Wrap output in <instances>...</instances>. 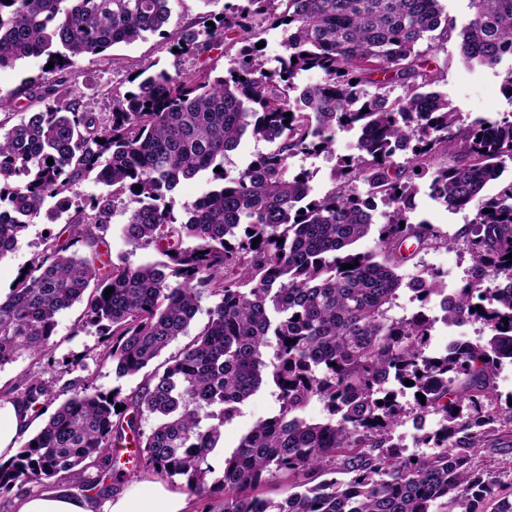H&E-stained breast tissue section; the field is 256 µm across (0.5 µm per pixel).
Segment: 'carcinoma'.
<instances>
[{"instance_id": "cac0c4a2", "label": "carcinoma", "mask_w": 512, "mask_h": 512, "mask_svg": "<svg viewBox=\"0 0 512 512\" xmlns=\"http://www.w3.org/2000/svg\"><path fill=\"white\" fill-rule=\"evenodd\" d=\"M170 3L0 0V68L44 55L57 75L30 82L43 110L8 129L0 123V215H9L0 219V259L30 225L65 219L0 297V366L25 353L52 357L58 316L82 304L83 325L101 337L99 360L120 378L142 376L127 398L88 378L76 385L0 464V490L55 477L80 492L119 484L131 471L113 449L132 447L137 472L181 476L194 495L220 486L222 512H480L497 479L475 456L494 447L493 436L512 435V395L496 386L512 363V178H502L512 166V114L462 123L435 89L434 62L455 32L465 65L512 62V0H468L458 21L440 0L226 3L214 25L178 45L197 59L224 46L222 75L161 70L114 95L107 117L74 95L78 59L161 31ZM272 26L284 52L270 69L257 43ZM310 71L320 81L302 83ZM394 86L402 94L393 98ZM354 128L356 153H336L337 133ZM250 138L274 148L235 178L215 171ZM321 154L333 164L318 194L312 174L289 160ZM204 172L210 188L176 217L166 193ZM90 178L110 191L75 197ZM422 184L451 210L496 190L448 238L410 222ZM123 197L124 242L160 259L106 258L104 233ZM371 234L375 249L353 248ZM440 247L472 261L466 282L440 301L443 321H477L485 332L444 353L430 351L423 312L389 315L404 287L423 306L444 294L432 269L408 282L397 272ZM205 295L214 299L205 325L150 368L188 333ZM265 380L278 391V414L253 425L210 479L202 464L224 424ZM19 389L27 409L56 398L36 374ZM314 397L327 419L300 416ZM430 414L437 426L417 431L409 450L396 428Z\"/></svg>"}]
</instances>
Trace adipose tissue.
Here are the masks:
<instances>
[{
    "label": "adipose tissue",
    "instance_id": "obj_1",
    "mask_svg": "<svg viewBox=\"0 0 512 512\" xmlns=\"http://www.w3.org/2000/svg\"><path fill=\"white\" fill-rule=\"evenodd\" d=\"M29 413L13 398L0 397V462L12 459L28 434ZM187 493L159 481H138L98 502L63 491L26 493L16 500L15 512H192Z\"/></svg>",
    "mask_w": 512,
    "mask_h": 512
}]
</instances>
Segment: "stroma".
Wrapping results in <instances>:
<instances>
[{
  "label": "stroma",
  "mask_w": 512,
  "mask_h": 512,
  "mask_svg": "<svg viewBox=\"0 0 512 512\" xmlns=\"http://www.w3.org/2000/svg\"><path fill=\"white\" fill-rule=\"evenodd\" d=\"M224 3L225 0H173L172 15L162 34L151 35L129 45H114L103 56L87 55L80 58L75 67L77 94L90 103L95 111L108 113L112 110L113 95L130 89L131 76L160 68L172 74L193 72L195 65L191 58L177 54L175 48L187 31L198 30L201 16L221 13ZM43 66V58L30 57L12 67L0 69V98L12 103L11 109L0 111V122L10 126L40 109V102L31 98L26 88L31 80L42 77ZM438 66L443 73L440 88L457 106L464 121L477 117L499 119L512 113V98L504 91V68L473 70L466 67L460 61L458 41L454 38L448 41L445 53L439 55ZM415 203L412 222L427 221L443 234L451 236L470 222L481 201L476 198L464 208L451 210L423 191L416 197ZM60 229V224L45 221L30 225L19 238L15 250L0 260L1 295L8 293L18 272L40 251L45 233L55 234ZM425 266L439 270L449 286L457 288L467 279L471 260L466 254L442 248L406 263L400 273L408 280ZM82 313L83 307L79 304L63 313L51 338L55 345V359L71 360V371L63 373L48 367L46 361L21 356L0 366V395L10 393L31 372L40 373L44 379L52 381L57 398L61 401L71 396L77 381L87 377L92 378L101 390L109 391L118 386L124 395H134L139 378L117 377L111 363L98 359L96 330L78 326ZM279 406L275 387L269 383L262 385L241 404L238 415L225 424L221 438L224 450L235 448L242 434L256 422L277 414ZM477 462L501 477L495 499L487 501L483 508V512H498L500 501L512 502V452L504 454L485 448L481 450Z\"/></svg>",
  "instance_id": "35a3bbf8"
}]
</instances>
